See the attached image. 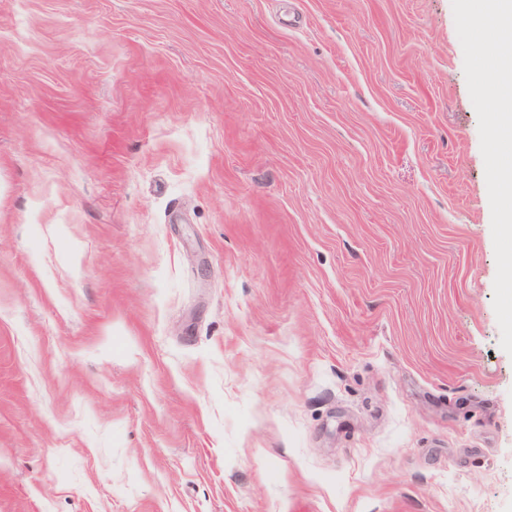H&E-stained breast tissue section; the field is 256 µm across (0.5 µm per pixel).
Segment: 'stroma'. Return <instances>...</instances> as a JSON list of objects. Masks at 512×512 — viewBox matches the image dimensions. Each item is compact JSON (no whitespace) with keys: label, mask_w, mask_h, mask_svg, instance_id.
<instances>
[{"label":"stroma","mask_w":512,"mask_h":512,"mask_svg":"<svg viewBox=\"0 0 512 512\" xmlns=\"http://www.w3.org/2000/svg\"><path fill=\"white\" fill-rule=\"evenodd\" d=\"M452 0H0V512H512Z\"/></svg>","instance_id":"1"}]
</instances>
